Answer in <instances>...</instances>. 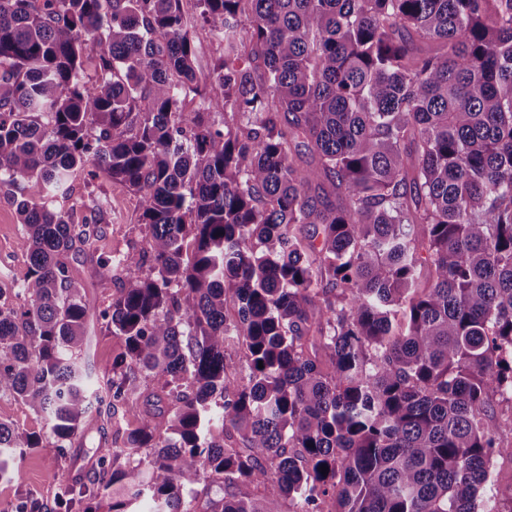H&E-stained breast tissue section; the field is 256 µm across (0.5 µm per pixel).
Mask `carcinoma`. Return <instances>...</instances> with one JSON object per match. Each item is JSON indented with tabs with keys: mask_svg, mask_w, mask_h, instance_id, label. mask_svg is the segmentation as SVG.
I'll list each match as a JSON object with an SVG mask.
<instances>
[{
	"mask_svg": "<svg viewBox=\"0 0 512 512\" xmlns=\"http://www.w3.org/2000/svg\"><path fill=\"white\" fill-rule=\"evenodd\" d=\"M196 2L0 0L30 263L0 289V394L60 455L112 408L55 512H480L512 458V0ZM84 171L144 226L86 270L121 283L97 314L66 262L108 223L98 195L73 220ZM95 322L121 342L102 382ZM40 445L0 421V479ZM197 44V73L204 77L208 74L213 61L218 58L220 48L211 38L207 30L199 29L196 35ZM0 421L27 432L40 434L45 439L50 433L49 421L32 413L19 399L5 394L0 396Z\"/></svg>",
	"mask_w": 512,
	"mask_h": 512,
	"instance_id": "cac0c4a2",
	"label": "carcinoma"
}]
</instances>
